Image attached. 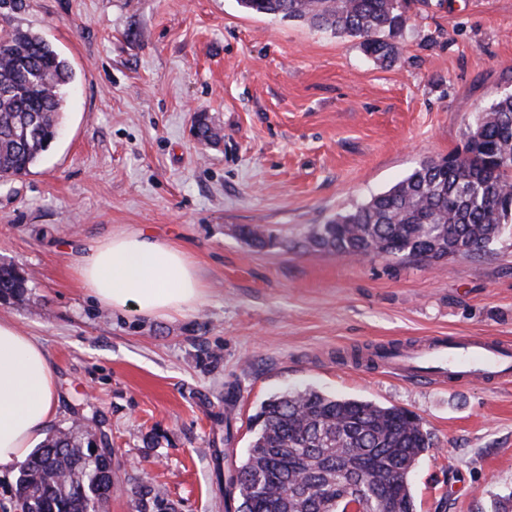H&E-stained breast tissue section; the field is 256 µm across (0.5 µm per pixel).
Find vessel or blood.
Masks as SVG:
<instances>
[{"instance_id":"obj_1","label":"vessel or blood","mask_w":512,"mask_h":512,"mask_svg":"<svg viewBox=\"0 0 512 512\" xmlns=\"http://www.w3.org/2000/svg\"><path fill=\"white\" fill-rule=\"evenodd\" d=\"M380 363L402 379L440 386L512 381V346L482 336H428Z\"/></svg>"}]
</instances>
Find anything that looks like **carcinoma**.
Here are the masks:
<instances>
[{
  "label": "carcinoma",
  "instance_id": "1",
  "mask_svg": "<svg viewBox=\"0 0 512 512\" xmlns=\"http://www.w3.org/2000/svg\"><path fill=\"white\" fill-rule=\"evenodd\" d=\"M254 14L301 21L359 40L380 62L395 61L408 25L409 0H239ZM68 61L46 40L18 29L0 34V178L30 172L55 138ZM512 95L477 113L465 151L446 165L431 160L366 203L320 225L311 245L338 257L373 253L431 261L478 255L512 223ZM252 244L265 229L244 226ZM31 276L0 265V303L22 302ZM257 432L238 472L224 485L226 512H336L350 483L365 512H416L410 475L433 447L410 410L340 398L316 388L262 402ZM112 493V457L97 452V431L73 422L50 433L21 464L14 496L24 512H95ZM132 512H176L144 479Z\"/></svg>",
  "mask_w": 512,
  "mask_h": 512
}]
</instances>
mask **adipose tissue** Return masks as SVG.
<instances>
[{
	"mask_svg": "<svg viewBox=\"0 0 512 512\" xmlns=\"http://www.w3.org/2000/svg\"><path fill=\"white\" fill-rule=\"evenodd\" d=\"M75 273L102 306L144 316L184 312L206 295L189 254L138 234L89 246ZM57 407L50 354L17 325L0 320V472L14 469L44 440Z\"/></svg>",
	"mask_w": 512,
	"mask_h": 512,
	"instance_id": "ef3b65f1",
	"label": "adipose tissue"
}]
</instances>
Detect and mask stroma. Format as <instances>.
<instances>
[{
	"instance_id": "1",
	"label": "stroma",
	"mask_w": 512,
	"mask_h": 512,
	"mask_svg": "<svg viewBox=\"0 0 512 512\" xmlns=\"http://www.w3.org/2000/svg\"><path fill=\"white\" fill-rule=\"evenodd\" d=\"M410 15L382 65L357 39L237 0L0 5V29L42 37L74 72L58 136L29 174L0 181V263L32 277L29 301L0 303V319L52 354L55 426L83 420L111 439L108 512H131L143 477L178 512H225L252 415L307 386L420 417L434 446L412 475L417 512H491L512 492V384L419 386L363 361L439 332L512 342V225L440 263L308 243L463 151L476 113L512 95V0H416ZM198 113L217 140L195 136ZM243 225L272 245H250ZM125 232L188 253L203 302L171 317L99 306L74 267Z\"/></svg>"
}]
</instances>
